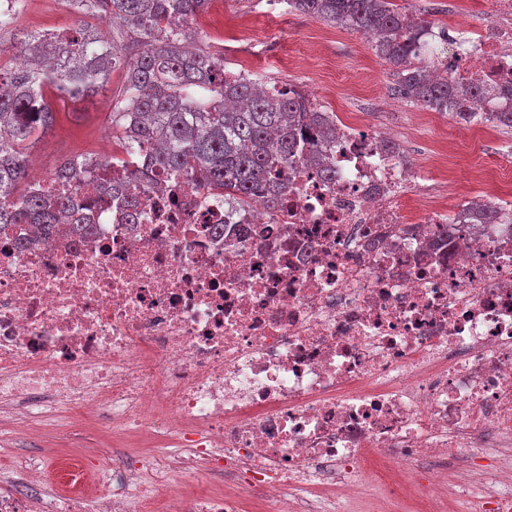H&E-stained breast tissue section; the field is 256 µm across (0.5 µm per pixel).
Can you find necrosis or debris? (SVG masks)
<instances>
[{"mask_svg":"<svg viewBox=\"0 0 512 512\" xmlns=\"http://www.w3.org/2000/svg\"><path fill=\"white\" fill-rule=\"evenodd\" d=\"M438 37L435 74L512 112V30ZM389 139L337 127L335 179L296 165L273 209L172 176L132 217L95 176L88 237L0 234V412L149 445L93 472L58 454L59 484L1 472L0 512H350L388 460L419 471L422 512L450 486L512 512V213L439 240L448 209ZM159 448L190 494L143 481Z\"/></svg>","mask_w":512,"mask_h":512,"instance_id":"necrosis-or-debris-1","label":"necrosis or debris"}]
</instances>
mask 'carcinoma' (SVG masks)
Wrapping results in <instances>:
<instances>
[{
    "label": "carcinoma",
    "instance_id": "carcinoma-1",
    "mask_svg": "<svg viewBox=\"0 0 512 512\" xmlns=\"http://www.w3.org/2000/svg\"><path fill=\"white\" fill-rule=\"evenodd\" d=\"M209 0H64L75 14L118 18L133 36L126 43L102 39L82 25L77 35L31 32L0 52L17 51L19 69H0V231L14 224H39L47 234L79 202L71 193L22 194L28 177L27 151L49 128L53 112L43 89L76 97L96 90L116 68L126 84L112 108V125L123 134L129 153L146 160L125 169L130 180L154 171V184L175 174L198 186L243 200L262 194L278 203L273 174L303 162L317 165L331 179L336 169L321 144L336 133V113L319 111L310 100L277 87L264 90L251 80L224 72V58L194 47L191 21ZM295 10L347 30L373 36L374 52L399 78L407 98L465 122L478 91L434 76L416 63L426 22L393 8L390 0H288ZM178 17L184 25L167 26ZM95 163L91 156L62 162L55 174L75 179Z\"/></svg>",
    "mask_w": 512,
    "mask_h": 512
}]
</instances>
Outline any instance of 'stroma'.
I'll return each instance as SVG.
<instances>
[{
	"label": "stroma",
	"mask_w": 512,
	"mask_h": 512,
	"mask_svg": "<svg viewBox=\"0 0 512 512\" xmlns=\"http://www.w3.org/2000/svg\"><path fill=\"white\" fill-rule=\"evenodd\" d=\"M395 8L414 14L434 27L447 26L450 17L467 11L471 27L495 20L493 0H392ZM74 13L60 0H20L18 30L62 32L76 28ZM192 28L197 42L211 50L235 46L225 57L227 69H239L253 57L268 81L310 89L320 110L337 119H354L363 128H388L408 160L446 197L449 209L461 205L465 194H477V174L512 156V129L496 127L461 141L462 123L450 115L411 102L400 93L390 65L376 55L362 34L338 28L290 8L285 0H210ZM123 86L121 71L109 83L82 97H62L53 88L44 96L54 114L51 127L30 150L42 169L54 171L76 155L103 153V137L112 126V102ZM76 454L73 446L52 439H27L7 433L0 437V468L29 459H43L56 450ZM369 476L357 512H421L420 491L414 475L405 474L404 492L386 496Z\"/></svg>",
	"instance_id": "1"
}]
</instances>
